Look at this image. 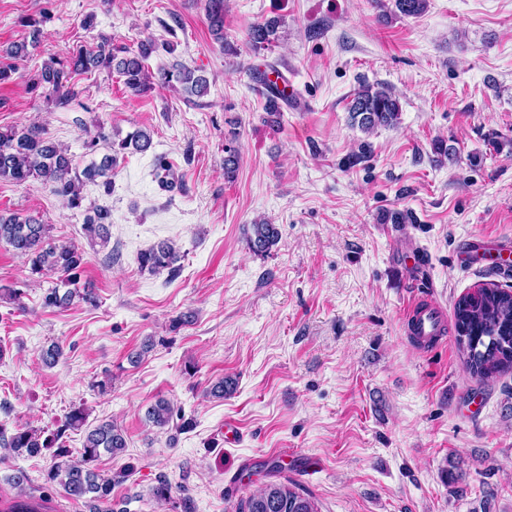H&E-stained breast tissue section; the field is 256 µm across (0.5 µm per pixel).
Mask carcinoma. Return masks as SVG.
<instances>
[{
    "label": "carcinoma",
    "instance_id": "1",
    "mask_svg": "<svg viewBox=\"0 0 512 512\" xmlns=\"http://www.w3.org/2000/svg\"><path fill=\"white\" fill-rule=\"evenodd\" d=\"M394 5L405 16H418L427 9V0H394ZM205 10L212 35L224 43V50L233 51L231 44L224 40V0H206ZM47 20L48 15L43 13L41 19L29 21L31 40L10 44L0 50V57L19 60L28 56L29 49L36 48L44 37L43 24ZM278 26L279 21L275 18L251 25L248 36L252 47L261 49L270 45L275 40ZM157 50L158 45L149 37L140 40L137 48L132 50L114 46L112 39L102 36L94 44L81 47L63 59H50L29 79L30 87L48 89L55 105L64 108L77 96L73 76L113 68L124 78L126 87L135 92H146L151 89V74L146 62ZM271 74L279 75L274 64L259 76L268 87L264 110L278 116L283 97L277 81L269 78ZM159 80L171 87L179 84L197 96L207 93V79L182 62L175 61L170 67L161 69ZM349 112L352 123L367 133L379 127L394 126L400 120L399 100L383 86H361L354 94ZM129 148L147 152L152 148L150 133L141 129L129 133L124 139L112 142L114 156L81 169L74 164L67 150L46 139L36 126L0 129V181L37 182L60 197L66 206L79 208L83 200L81 187L86 182L94 183L99 179L104 193L112 194L115 154ZM169 172L170 165L165 156H154L152 176L163 189L172 185ZM111 223V211L96 207L86 216L84 230L90 238L104 243ZM249 229L247 244L255 254L269 252L280 240L277 225L266 219L254 221ZM50 230V225L33 217L0 212V242L10 245L26 258L30 274L57 275V282L44 296V305L66 307L76 299L94 303L92 289L79 286L84 253L73 245L55 242ZM180 259L173 244L161 242L140 252L138 263L140 270L154 273L173 267ZM453 319L456 344L473 377L485 382L512 372V290L497 283H486L473 293L468 291L456 301ZM146 417L153 425L165 427L173 421L174 408L166 400L159 399L147 408ZM85 423L86 414L78 408L49 435L26 427H18L9 434L6 426L0 424V447L17 456L29 457L41 454L45 448L55 449V461L46 473L47 482L59 484L74 500L89 495L97 503L110 504V512H127L111 505L112 475L102 473L94 466L102 454L116 455L126 448L122 430L110 422L94 426L88 431L80 459L76 461L71 459V450L59 443L67 430L80 429ZM0 512H47V508L19 495L8 507H1ZM236 512H318V508L310 493L295 480L287 478L283 482H269L241 498Z\"/></svg>",
    "mask_w": 512,
    "mask_h": 512
}]
</instances>
